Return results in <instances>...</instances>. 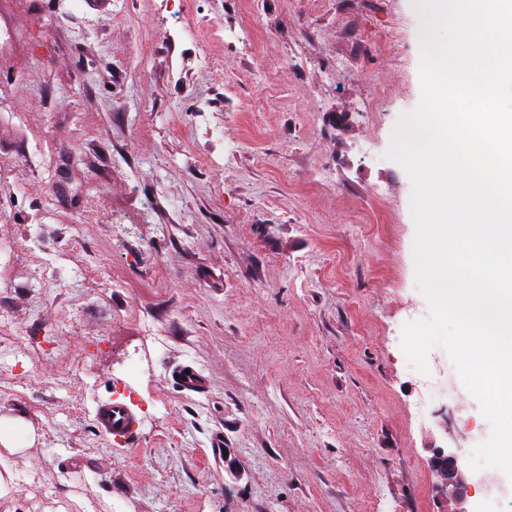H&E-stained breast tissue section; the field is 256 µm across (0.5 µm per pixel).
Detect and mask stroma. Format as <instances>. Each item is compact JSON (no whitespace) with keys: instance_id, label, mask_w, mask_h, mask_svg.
<instances>
[{"instance_id":"35a3bbf8","label":"stroma","mask_w":512,"mask_h":512,"mask_svg":"<svg viewBox=\"0 0 512 512\" xmlns=\"http://www.w3.org/2000/svg\"><path fill=\"white\" fill-rule=\"evenodd\" d=\"M10 23L0 419L35 439L0 512H439L432 448L469 458L490 425L445 349L427 377L401 349L430 313L386 156L420 103L412 0H18ZM43 258L64 273L37 288ZM108 399L132 438L96 430ZM94 414L97 430L105 436L126 439L138 425L135 413L120 401H98Z\"/></svg>"}]
</instances>
